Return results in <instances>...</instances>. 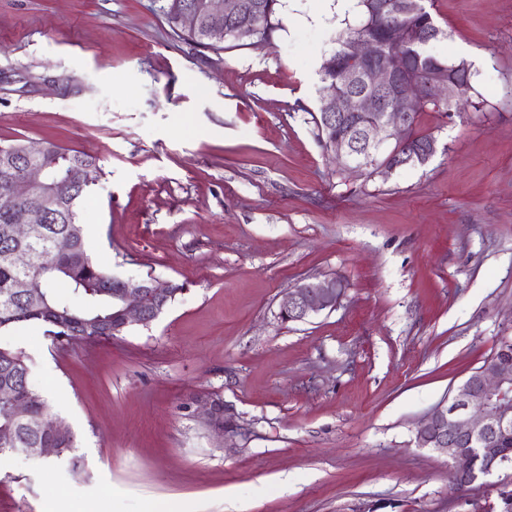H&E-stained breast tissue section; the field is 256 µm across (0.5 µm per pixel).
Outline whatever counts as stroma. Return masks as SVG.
I'll use <instances>...</instances> for the list:
<instances>
[{"label": "stroma", "mask_w": 512, "mask_h": 512, "mask_svg": "<svg viewBox=\"0 0 512 512\" xmlns=\"http://www.w3.org/2000/svg\"><path fill=\"white\" fill-rule=\"evenodd\" d=\"M164 3L0 0V142L97 158L88 251L183 287L111 339L0 331L85 460L1 458L0 512H487L512 466L459 490L414 440L512 338V0H434L483 109L420 113L436 154L369 178L310 115L336 13L283 0L272 45L213 51ZM313 277L336 309L281 321Z\"/></svg>", "instance_id": "35a3bbf8"}]
</instances>
